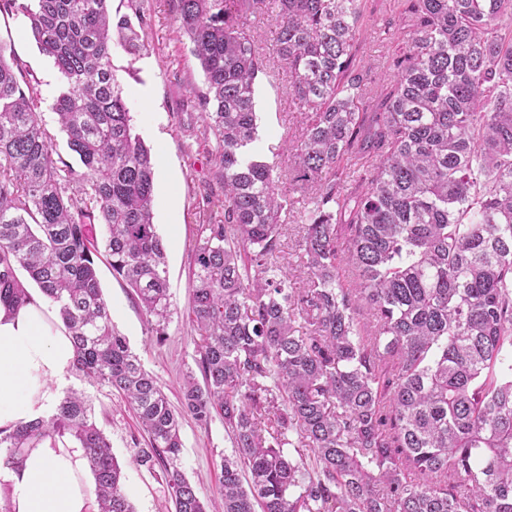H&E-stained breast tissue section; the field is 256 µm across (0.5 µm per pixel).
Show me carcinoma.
I'll return each mask as SVG.
<instances>
[{"instance_id": "cac0c4a2", "label": "carcinoma", "mask_w": 512, "mask_h": 512, "mask_svg": "<svg viewBox=\"0 0 512 512\" xmlns=\"http://www.w3.org/2000/svg\"><path fill=\"white\" fill-rule=\"evenodd\" d=\"M108 2L0 0L62 77L52 110L81 163L56 155L37 92L0 49V304H24L31 281L58 308L76 372L135 411L149 447L133 461L174 512H512V0H402L411 29L369 117L354 68L364 0H268L307 118L288 165L300 211L282 173L243 158L266 64L241 18L260 0H177L224 184L193 250L202 380L186 374L179 411L114 329L97 275L103 253L164 340L154 164L111 60L115 41L145 49L146 5ZM352 154L370 161L356 180ZM288 212L305 288L276 261ZM185 413L219 420L237 448L212 507L177 465ZM45 440L85 449L100 512H135L85 392L0 429V464Z\"/></svg>"}]
</instances>
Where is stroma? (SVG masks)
Instances as JSON below:
<instances>
[{
    "label": "stroma",
    "mask_w": 512,
    "mask_h": 512,
    "mask_svg": "<svg viewBox=\"0 0 512 512\" xmlns=\"http://www.w3.org/2000/svg\"><path fill=\"white\" fill-rule=\"evenodd\" d=\"M149 3L151 22L146 30V50L134 58L122 47L113 46L112 65L130 95L136 131L154 160V222L164 246L171 302L166 339L156 340L148 316L108 265L99 264L98 279L116 330L176 406L180 403L183 377L195 369L198 357L195 334L186 320L193 249L200 225L210 223L219 212L223 188L215 142L199 146L190 137L191 132L204 125L202 114L194 105V91L202 87L203 73L191 53L189 39L176 23L175 0ZM365 13L368 22L358 39L357 61L369 72L364 109L372 112L395 79L389 60L398 41L387 28L392 25L408 31L409 20L399 14L396 0H365ZM248 25L257 45L270 57L267 73L259 75L255 84L258 158L282 169L288 160L283 144L298 138L305 116L288 94L291 77L287 67L271 55L275 26L261 2ZM0 47L18 61L41 97V110L57 153L68 162H75L66 136L50 110L62 90L59 73L52 59L39 50L22 14L0 13ZM71 386L85 390L91 400L96 421L110 438L123 467L125 488L136 512H174L161 482L131 461L133 449L144 447L145 435L121 397L108 386L87 384L77 375ZM181 436L183 448L178 466L197 486L201 498L210 499L216 491L224 457L235 453L233 443L220 421L202 424L188 415L181 419Z\"/></svg>",
    "instance_id": "stroma-1"
}]
</instances>
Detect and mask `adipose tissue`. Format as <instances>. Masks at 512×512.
Listing matches in <instances>:
<instances>
[{
  "label": "adipose tissue",
  "instance_id": "adipose-tissue-1",
  "mask_svg": "<svg viewBox=\"0 0 512 512\" xmlns=\"http://www.w3.org/2000/svg\"><path fill=\"white\" fill-rule=\"evenodd\" d=\"M74 359L71 336L41 294L0 306V429L51 416ZM0 503L10 512H99L84 449L47 441L25 449L15 468L0 471Z\"/></svg>",
  "mask_w": 512,
  "mask_h": 512
}]
</instances>
